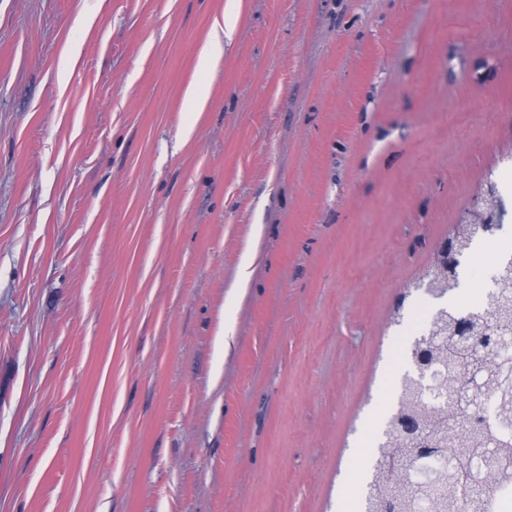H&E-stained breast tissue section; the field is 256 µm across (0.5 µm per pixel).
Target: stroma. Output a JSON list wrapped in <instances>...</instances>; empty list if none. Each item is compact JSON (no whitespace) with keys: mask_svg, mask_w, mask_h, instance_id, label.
Masks as SVG:
<instances>
[{"mask_svg":"<svg viewBox=\"0 0 512 512\" xmlns=\"http://www.w3.org/2000/svg\"><path fill=\"white\" fill-rule=\"evenodd\" d=\"M227 2L0 0V512L360 510L397 298L512 156V0H240L207 68ZM238 1H230L222 22L215 20L210 41L206 44L203 61L216 62L224 54V38L230 39L234 30V10Z\"/></svg>","mask_w":512,"mask_h":512,"instance_id":"obj_1","label":"stroma"}]
</instances>
